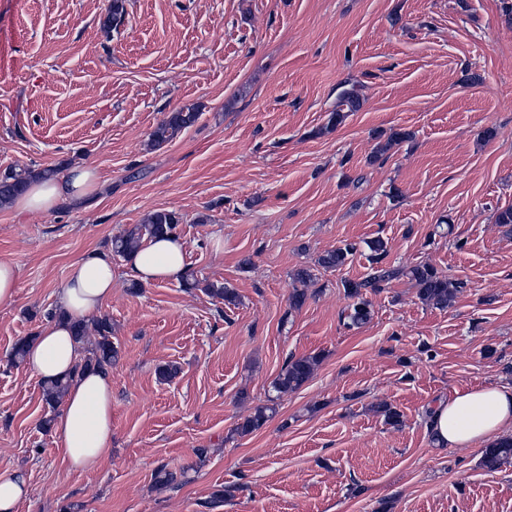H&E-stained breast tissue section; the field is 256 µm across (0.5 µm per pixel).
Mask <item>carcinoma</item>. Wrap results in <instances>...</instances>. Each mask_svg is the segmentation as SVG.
<instances>
[{"label":"carcinoma","instance_id":"carcinoma-1","mask_svg":"<svg viewBox=\"0 0 512 512\" xmlns=\"http://www.w3.org/2000/svg\"><path fill=\"white\" fill-rule=\"evenodd\" d=\"M126 0H112L110 10L104 26L112 28V23L122 22L127 10ZM359 106V96L353 90H345L339 96L336 109L329 113L327 123L320 128L319 133L324 134L336 129L344 119L346 113L353 112ZM199 108L195 104L184 105L168 114L153 131L150 146L159 149L168 144L180 132L194 126L199 120ZM412 138V133L405 130L392 132L387 140L376 145L373 159H378L386 154L393 146ZM68 162L63 160L54 166L44 168H14L0 175V208L11 205L36 178L54 177L60 174ZM180 217L174 211L157 210L146 215L143 222L123 230L112 237L111 251L120 257H127L131 253L141 249L146 240L168 239L177 235V227ZM370 251V262L373 264L371 272L360 280L345 279L342 287L346 296L353 300L347 318L352 325H361L371 319L369 301L365 299L366 290L379 288L382 284L407 277L414 282L418 289V296L423 303L445 308L452 304L453 300L464 283L452 280L440 273L433 266L424 263L409 268L397 266H385L383 261L387 256V244L380 238H374L366 242ZM357 245L345 242L336 249L327 252L318 258V264L326 269L340 268L346 265L355 252ZM97 338L88 340V324L85 321H77L72 326V336L79 343L87 356L84 362L76 366V370L90 369L110 370L119 356L118 347L112 342V326L107 318H100L95 322ZM321 361L318 355L291 357L284 368L275 378L273 389L277 393H288L299 389L314 374ZM72 378L50 379L43 384V397L45 403L52 409L60 405L70 387ZM275 412L273 406H261L250 415L243 418L237 426V432L246 435L260 428ZM512 463V436L501 437L489 444L483 451L480 465L488 471H494L502 466Z\"/></svg>","mask_w":512,"mask_h":512}]
</instances>
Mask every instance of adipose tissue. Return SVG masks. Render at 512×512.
Instances as JSON below:
<instances>
[{
  "label": "adipose tissue",
  "instance_id": "1",
  "mask_svg": "<svg viewBox=\"0 0 512 512\" xmlns=\"http://www.w3.org/2000/svg\"><path fill=\"white\" fill-rule=\"evenodd\" d=\"M98 185L95 168L76 165L62 177L38 179L13 203L21 212H50L67 202L87 198ZM137 279L149 283L175 278L185 271L184 246L177 240L149 242L129 258ZM112 295V258L95 249L82 256L62 289L61 318L43 328L31 345L27 362L30 370L48 380L74 374L54 428V444L62 461L72 472L95 470L110 457L112 437V375L107 371L75 374L80 353L70 325L98 312ZM430 428L440 446L457 448L491 441L512 429V387L490 386L455 391L438 402Z\"/></svg>",
  "mask_w": 512,
  "mask_h": 512
}]
</instances>
